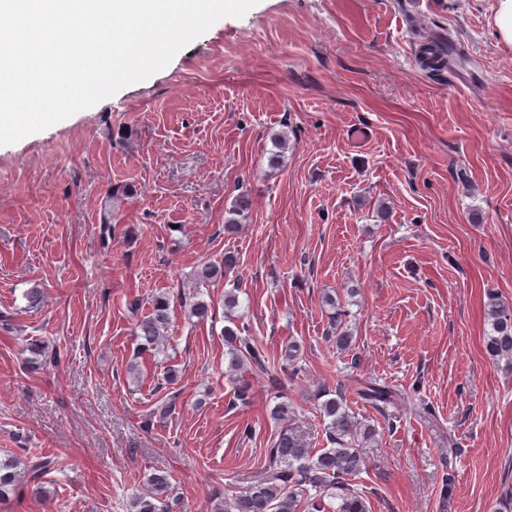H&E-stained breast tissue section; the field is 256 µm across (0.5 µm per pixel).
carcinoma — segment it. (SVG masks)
<instances>
[{"label":"carcinoma","mask_w":512,"mask_h":512,"mask_svg":"<svg viewBox=\"0 0 512 512\" xmlns=\"http://www.w3.org/2000/svg\"><path fill=\"white\" fill-rule=\"evenodd\" d=\"M443 54V46H430L423 52L422 62L431 70H440L447 66ZM249 207L246 194L234 200L229 217L224 220L227 235L239 233ZM238 263V254L227 251L221 261L203 264L197 271L198 279L203 283L221 280ZM325 303L330 307L329 330L336 331L333 337L336 348L346 351L352 346L353 336L347 331H338L346 313L332 297H326ZM237 307L236 294L226 293L224 308L229 325L224 327L223 336L229 356L227 373L234 376L240 370H249L253 374H265L269 371V360L264 350L247 334V325L235 320ZM486 316L492 334L487 336L485 349L492 360L512 368V304L499 297L493 298L487 305ZM169 325V300L157 296L152 300L148 315L138 322L136 336L145 348L155 351ZM360 395L381 412L394 399L388 386L372 381L360 383ZM320 411L329 419L326 434L331 447L315 451L293 427L296 422L293 406L286 401L276 403L269 410V417L280 424L281 429L267 449L269 465L276 469L275 476L224 499L213 512H301L303 508L324 512L327 497L340 500L334 512H367L362 496L350 489V480L364 469L362 449L378 440L379 431L349 411L340 395L325 400ZM48 466L49 461L28 455L0 461V498L22 488L30 489L36 496L43 494L42 477ZM171 494V475L166 470L156 469L146 480L145 492L130 499L127 512H170Z\"/></svg>","instance_id":"obj_1"}]
</instances>
